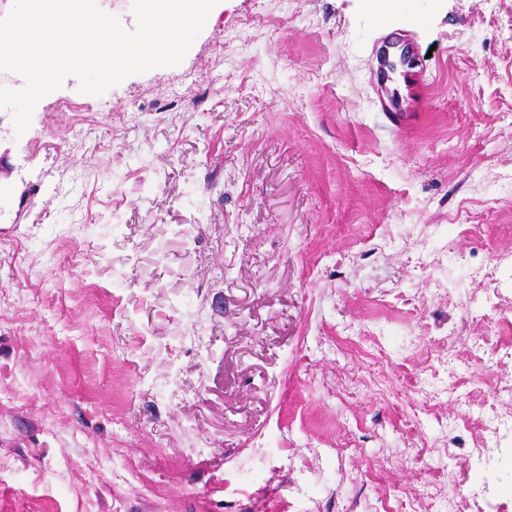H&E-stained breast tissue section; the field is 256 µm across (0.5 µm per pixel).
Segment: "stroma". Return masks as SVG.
<instances>
[{
    "instance_id": "stroma-1",
    "label": "stroma",
    "mask_w": 512,
    "mask_h": 512,
    "mask_svg": "<svg viewBox=\"0 0 512 512\" xmlns=\"http://www.w3.org/2000/svg\"><path fill=\"white\" fill-rule=\"evenodd\" d=\"M0 184V512H414L423 467L512 512V432L485 460L464 418L512 376V264L473 301L512 255V0H223L178 65L0 109ZM391 48L399 52L397 61H391L396 64L392 73L398 74V79L392 78L389 81L392 84L384 85L383 109L393 118L396 126L401 128L413 115L412 111L422 103V98L415 85L416 77L420 73V58L417 50L410 45H395ZM502 258L497 257L492 259L488 266L476 273L479 280L478 288L482 294V300L485 306L493 307L495 299H498V273L501 267Z\"/></svg>"
}]
</instances>
